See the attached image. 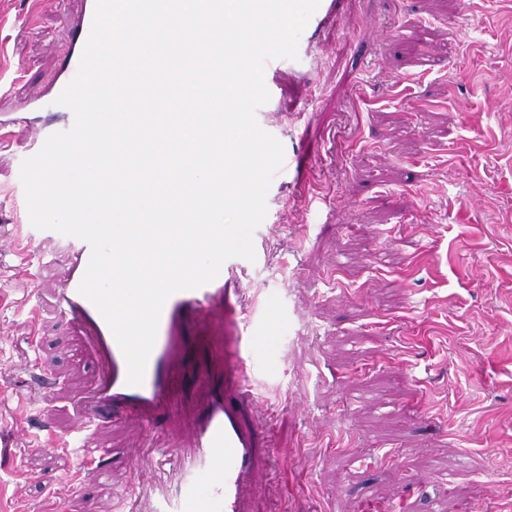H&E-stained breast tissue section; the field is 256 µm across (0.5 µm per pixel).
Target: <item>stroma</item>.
<instances>
[{"mask_svg":"<svg viewBox=\"0 0 512 512\" xmlns=\"http://www.w3.org/2000/svg\"><path fill=\"white\" fill-rule=\"evenodd\" d=\"M84 0H0V111L59 118L52 87ZM401 41H391L393 31ZM299 146L317 153L312 214L270 212L244 262L243 306L291 328L257 372L264 482L248 512H512V0H352L324 33ZM15 151H0V238L36 239L28 277L0 290V512H114V485L146 488L153 451L188 443L223 373L186 355L182 411L147 436L98 422L109 481L71 490L80 461L48 437L83 424L99 375L57 313L70 247L26 222ZM36 324L19 311L22 290ZM35 353L56 367L49 393Z\"/></svg>","mask_w":512,"mask_h":512,"instance_id":"stroma-1","label":"stroma"}]
</instances>
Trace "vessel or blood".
I'll return each instance as SVG.
<instances>
[{
	"label": "vessel or blood",
	"instance_id": "1",
	"mask_svg": "<svg viewBox=\"0 0 512 512\" xmlns=\"http://www.w3.org/2000/svg\"><path fill=\"white\" fill-rule=\"evenodd\" d=\"M348 0H320L298 42L297 59L268 61L264 82L270 93L267 103L256 111L259 125L272 135H280L283 101L279 78L294 75L303 82L323 64L317 53L321 30L346 12ZM94 6H87L74 26V35L65 65L64 82L75 77L84 45L90 34ZM41 129H25L18 137L0 135V146L20 149L23 157L34 155L31 140H45ZM288 180V195H274L281 209H293L297 200L309 193L311 164L302 154L288 150L278 172ZM72 262L69 275L58 291L55 304L60 315L76 332L86 337L89 349L104 375L93 401L86 408L88 419L110 413L114 423L141 435L162 413L177 414L174 392L184 371L187 349L185 332L196 329L197 341L208 347L224 369V387L212 392L202 405L192 432L188 452L180 454L172 489L156 491L149 509H142L140 494L130 493L120 503L122 512H246L245 492L258 488L263 474L257 466L258 431L252 423L257 401L247 387L248 368L261 364L275 369L276 338L268 324L245 329L237 318L243 285L238 271L241 259L227 260L210 283L193 290L179 291L165 302L154 347L147 361L141 385L127 382V364L109 325L97 308L78 291L90 259V247L70 238ZM60 442L82 457L95 450L86 433L71 430L60 434Z\"/></svg>",
	"mask_w": 512,
	"mask_h": 512
}]
</instances>
